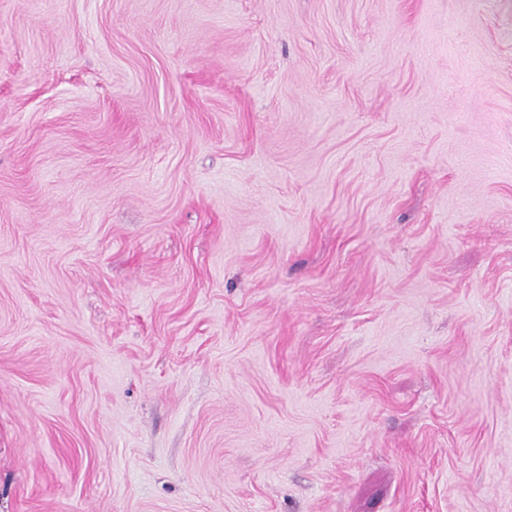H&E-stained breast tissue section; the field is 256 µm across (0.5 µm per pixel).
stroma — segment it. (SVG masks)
Wrapping results in <instances>:
<instances>
[{
  "instance_id": "35a3bbf8",
  "label": "stroma",
  "mask_w": 512,
  "mask_h": 512,
  "mask_svg": "<svg viewBox=\"0 0 512 512\" xmlns=\"http://www.w3.org/2000/svg\"><path fill=\"white\" fill-rule=\"evenodd\" d=\"M0 512H512V0H0Z\"/></svg>"
}]
</instances>
